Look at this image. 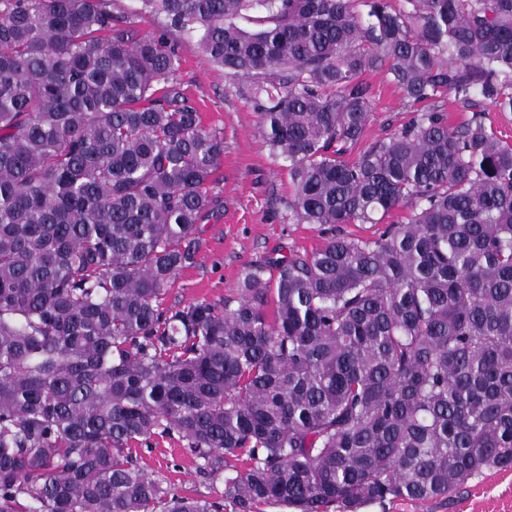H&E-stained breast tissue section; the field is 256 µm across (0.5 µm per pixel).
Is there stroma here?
Instances as JSON below:
<instances>
[{"label": "stroma", "mask_w": 512, "mask_h": 512, "mask_svg": "<svg viewBox=\"0 0 512 512\" xmlns=\"http://www.w3.org/2000/svg\"><path fill=\"white\" fill-rule=\"evenodd\" d=\"M178 45L182 89L199 107L203 125L223 137L224 157L210 185L217 205L201 225L197 263L175 279L165 299L169 307L223 302L235 294L248 265L281 248L310 252L325 240L318 225L281 222L288 174L264 145L252 103L228 84L223 68L208 61L195 41L182 38ZM362 79L371 88V112L356 145L360 151L397 132L414 115L384 74L367 72ZM137 459L178 493L216 500L224 489L222 480L199 473L177 440L140 448ZM362 512H512V468L483 471L450 501L374 502Z\"/></svg>", "instance_id": "35a3bbf8"}]
</instances>
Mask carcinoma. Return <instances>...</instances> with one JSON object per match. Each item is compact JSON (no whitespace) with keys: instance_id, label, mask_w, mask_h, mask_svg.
I'll return each instance as SVG.
<instances>
[{"instance_id":"1","label":"carcinoma","mask_w":512,"mask_h":512,"mask_svg":"<svg viewBox=\"0 0 512 512\" xmlns=\"http://www.w3.org/2000/svg\"><path fill=\"white\" fill-rule=\"evenodd\" d=\"M0 0V512H360L512 467V0ZM173 29L258 111L288 224H379L164 307L224 141ZM427 106L351 151L366 71ZM471 118L458 126L436 99ZM176 433L220 500L132 448ZM484 115L485 124L498 137L512 144V112L499 111L491 104H487ZM404 213V211H400L394 214V217L386 218L383 223L380 224H340L341 226L336 229V232L340 231L342 234L356 238H376L384 231L386 224L401 220Z\"/></svg>"}]
</instances>
